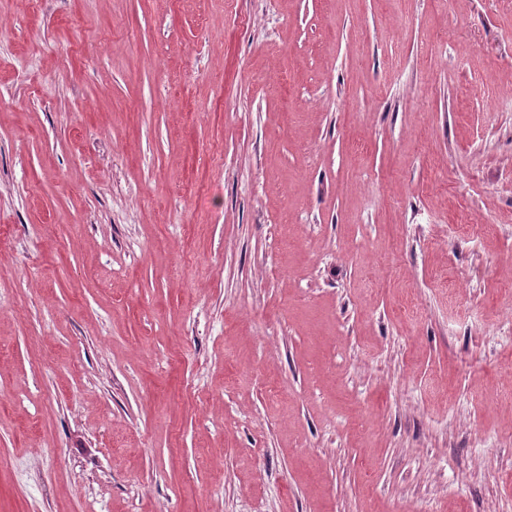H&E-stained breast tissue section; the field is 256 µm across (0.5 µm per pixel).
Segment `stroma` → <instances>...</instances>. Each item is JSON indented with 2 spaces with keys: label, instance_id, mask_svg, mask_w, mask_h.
Returning a JSON list of instances; mask_svg holds the SVG:
<instances>
[{
  "label": "stroma",
  "instance_id": "stroma-1",
  "mask_svg": "<svg viewBox=\"0 0 512 512\" xmlns=\"http://www.w3.org/2000/svg\"><path fill=\"white\" fill-rule=\"evenodd\" d=\"M512 0H0V512H512Z\"/></svg>",
  "mask_w": 512,
  "mask_h": 512
}]
</instances>
